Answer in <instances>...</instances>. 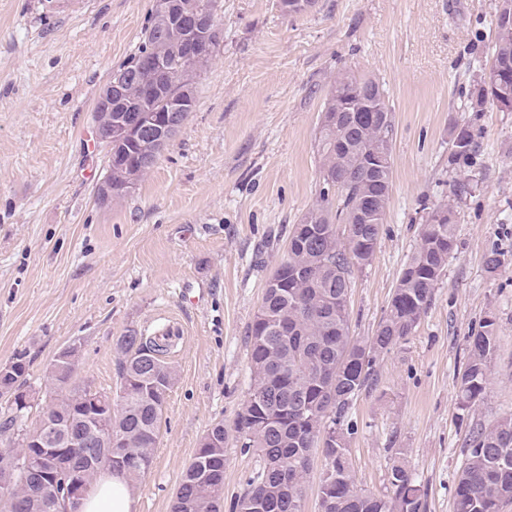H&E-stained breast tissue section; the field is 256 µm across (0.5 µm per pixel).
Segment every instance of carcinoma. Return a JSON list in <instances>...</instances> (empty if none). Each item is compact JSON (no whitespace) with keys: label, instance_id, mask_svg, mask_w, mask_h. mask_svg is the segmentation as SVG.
<instances>
[{"label":"carcinoma","instance_id":"obj_1","mask_svg":"<svg viewBox=\"0 0 512 512\" xmlns=\"http://www.w3.org/2000/svg\"><path fill=\"white\" fill-rule=\"evenodd\" d=\"M176 17L155 9L148 16L136 52L115 71L127 77L112 100V116L95 109V121H118L125 109L143 105L155 115L180 123L196 106V76L220 48L215 0H177ZM186 14L196 29L178 22ZM493 62L481 76L473 107L492 102L512 112V0H496ZM181 111L172 113L175 107ZM394 109L384 85L373 77L344 71L336 75L321 115L317 152L319 191L295 225L287 256L268 281L249 327L251 384L233 430L242 447L262 461L247 480L233 512H303L305 484L316 457L322 459L319 512H422L425 492L399 460L388 472L389 491L376 495L358 487L347 448L353 430V401L370 388L377 362L411 334L434 297L455 247L454 200L469 193L453 187L454 198L425 213L420 241L402 268L387 314L372 336L350 330L349 290L354 269L368 265L375 253L390 198ZM173 137L163 124L152 133L112 146L104 181L113 198L136 188ZM477 144L467 125L456 127L451 158H466ZM497 318L486 315L469 336L467 362L458 375L462 409L472 408L487 389L488 370L498 341ZM169 347L129 329L116 341L123 390L109 417L114 431L112 461L91 466L81 459L74 468L88 484L110 465L130 486L149 472L168 391L175 380L166 361ZM67 369L51 375L54 398L39 423L27 425L30 411L19 415L9 403L10 388H27L24 355L11 362L0 380V437L19 449L0 450V478L12 495L3 512H43L47 490L39 465H26L42 454L33 438L46 418L80 425L98 414L93 400L106 399L90 382L76 381L79 350L69 346ZM229 431L218 422L204 436L184 470L171 512H221L224 497L225 444ZM512 502V415L469 436L466 462L455 489V512H501Z\"/></svg>","mask_w":512,"mask_h":512}]
</instances>
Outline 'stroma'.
I'll return each instance as SVG.
<instances>
[{
    "instance_id": "obj_1",
    "label": "stroma",
    "mask_w": 512,
    "mask_h": 512,
    "mask_svg": "<svg viewBox=\"0 0 512 512\" xmlns=\"http://www.w3.org/2000/svg\"><path fill=\"white\" fill-rule=\"evenodd\" d=\"M152 0H0V365L29 363L40 415L48 368L79 349L78 378L117 392L118 336L169 333L176 377L138 512H170L215 423L232 425L251 382L248 326L318 188L321 112L337 72L375 77L396 115L392 187L373 259L354 271L351 330L373 335L426 208L453 184L456 247L433 301L381 356L346 438L358 484L381 495L394 459L421 480L425 512H454L469 433L512 414V112L472 108L491 64L495 0H218L223 40L197 75V103L154 168L101 206L105 145L94 108L132 55ZM477 149L449 161L455 125ZM503 254L488 272L491 251ZM498 319L484 398L461 409L468 338ZM224 508L260 458L226 445Z\"/></svg>"
}]
</instances>
